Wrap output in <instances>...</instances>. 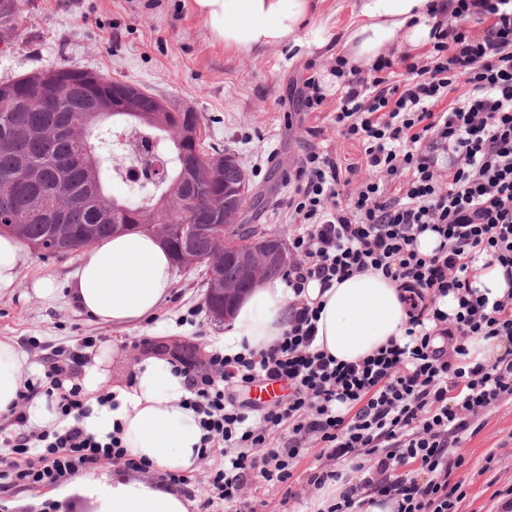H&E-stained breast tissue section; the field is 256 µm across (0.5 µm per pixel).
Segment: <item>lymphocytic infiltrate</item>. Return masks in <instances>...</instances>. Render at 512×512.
Instances as JSON below:
<instances>
[{"instance_id":"lymphocytic-infiltrate-1","label":"lymphocytic infiltrate","mask_w":512,"mask_h":512,"mask_svg":"<svg viewBox=\"0 0 512 512\" xmlns=\"http://www.w3.org/2000/svg\"><path fill=\"white\" fill-rule=\"evenodd\" d=\"M431 19L420 51L366 66L337 58L333 121L361 144V164L344 167L327 147L306 144L285 204L299 227L285 274L294 294L314 280L381 272L424 302L410 316L409 343L338 361L314 349L317 312L303 303L268 349L228 355L216 346L204 361L189 353L170 362L185 379L201 458L237 451L209 475L212 498L231 512H256L243 496L256 477L298 498L293 464L314 442L327 460L308 478L315 488L340 479L347 461L373 472L327 512H357L368 493L396 501L397 512H458L462 459L451 449L480 430L491 405L512 400V349L490 363L467 358L472 337L512 340V290L491 301L469 284L483 256L512 281V0H438ZM427 231L439 238L428 255L417 249ZM448 295L458 301L452 314L437 306ZM81 345L43 356V378L0 419L1 497L62 487L108 465L149 473L119 432L98 440L82 427L89 407L77 378L94 341ZM261 380L287 383V398L253 408L238 401L237 390ZM40 392L57 421L33 431L24 406ZM411 462L421 477L406 472Z\"/></svg>"}]
</instances>
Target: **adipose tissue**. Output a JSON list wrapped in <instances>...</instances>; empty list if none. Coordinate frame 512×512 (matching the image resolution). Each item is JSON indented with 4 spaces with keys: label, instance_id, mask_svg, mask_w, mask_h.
Returning a JSON list of instances; mask_svg holds the SVG:
<instances>
[{
    "label": "adipose tissue",
    "instance_id": "ef3b65f1",
    "mask_svg": "<svg viewBox=\"0 0 512 512\" xmlns=\"http://www.w3.org/2000/svg\"><path fill=\"white\" fill-rule=\"evenodd\" d=\"M208 20L212 39L245 52L304 37L320 49L329 38L320 25H307L311 0H192ZM435 0H353L357 21L341 44L350 61L369 64L390 43L412 47L428 42L429 14ZM173 281L168 250L154 236L128 233L85 251L71 281L76 304L102 324L119 329L152 315L167 298ZM319 308L315 349L342 362L371 355L389 340L406 343V297L398 283L379 272L357 274L321 288L309 282L294 296L280 278L263 282L238 301L224 323V351L268 348L288 328L297 302ZM28 357L14 342L0 340V417L7 415L27 383ZM105 380L99 365L87 366L82 385L92 410L81 421L88 434L102 438L122 429V443L134 459L155 472L194 470L201 432L192 410L182 405L184 380L169 364L138 366L133 382L112 392V406H98L96 392ZM85 500L90 512H192L195 502L161 482L88 473L54 494L58 501Z\"/></svg>",
    "mask_w": 512,
    "mask_h": 512
}]
</instances>
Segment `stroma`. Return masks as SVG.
<instances>
[{
    "label": "stroma",
    "mask_w": 512,
    "mask_h": 512,
    "mask_svg": "<svg viewBox=\"0 0 512 512\" xmlns=\"http://www.w3.org/2000/svg\"><path fill=\"white\" fill-rule=\"evenodd\" d=\"M15 23L0 33V80L38 69L69 66L128 81L204 117L209 142L234 153L249 180L243 221L291 239L294 228L283 206L288 175L303 143L328 145L346 164L358 163L357 141L336 132V83L331 71L339 54L334 41L355 17L350 0H314L312 22L331 39L321 49L305 43L271 45L244 52L213 41L206 18L189 0H14ZM323 79L326 101L318 112L301 111L294 93L306 66ZM79 254L40 258L31 254L14 287L0 291V340L25 346H77L96 337L108 387L131 384L140 364L157 359L141 337L206 346L223 335V323L205 309L201 271L175 272L170 295L153 316L118 330L90 318L74 302L71 276ZM54 293L33 291L37 279ZM484 425L458 448L464 463L465 498L460 512H492L493 490L512 488V401L491 405ZM323 462L320 446L306 449L294 468L300 499L285 501L277 487L248 484L244 496L257 512H311L318 491L307 479Z\"/></svg>",
    "instance_id": "1"
}]
</instances>
